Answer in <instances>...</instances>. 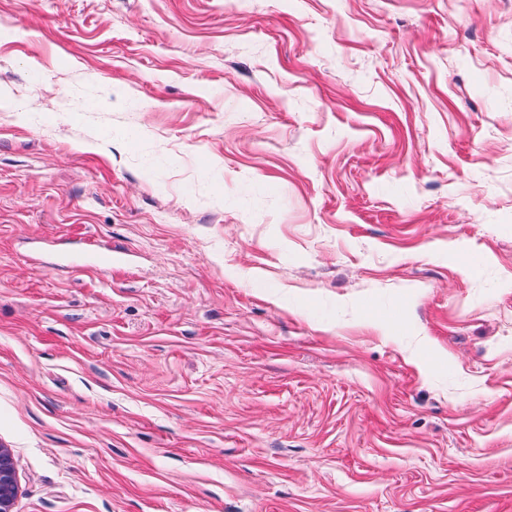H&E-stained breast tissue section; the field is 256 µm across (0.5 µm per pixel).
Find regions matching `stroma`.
Wrapping results in <instances>:
<instances>
[{"label":"stroma","mask_w":512,"mask_h":512,"mask_svg":"<svg viewBox=\"0 0 512 512\" xmlns=\"http://www.w3.org/2000/svg\"><path fill=\"white\" fill-rule=\"evenodd\" d=\"M1 446L15 512H512V0H0Z\"/></svg>","instance_id":"35a3bbf8"}]
</instances>
